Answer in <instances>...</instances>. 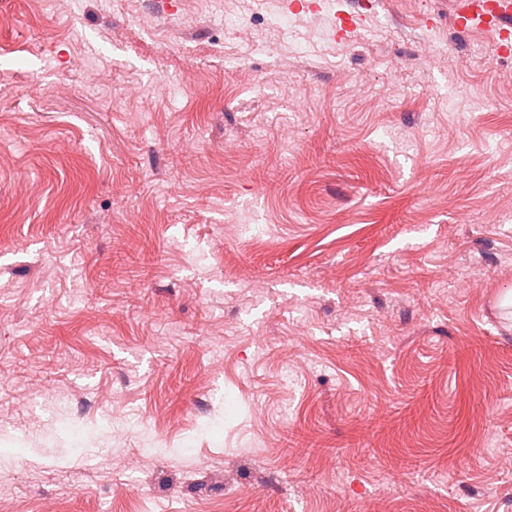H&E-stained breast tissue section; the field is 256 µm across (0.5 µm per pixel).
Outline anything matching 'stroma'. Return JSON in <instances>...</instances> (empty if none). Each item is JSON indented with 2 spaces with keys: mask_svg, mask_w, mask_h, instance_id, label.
Masks as SVG:
<instances>
[{
  "mask_svg": "<svg viewBox=\"0 0 512 512\" xmlns=\"http://www.w3.org/2000/svg\"><path fill=\"white\" fill-rule=\"evenodd\" d=\"M450 2L0 0V512H512V53Z\"/></svg>",
  "mask_w": 512,
  "mask_h": 512,
  "instance_id": "stroma-1",
  "label": "stroma"
}]
</instances>
